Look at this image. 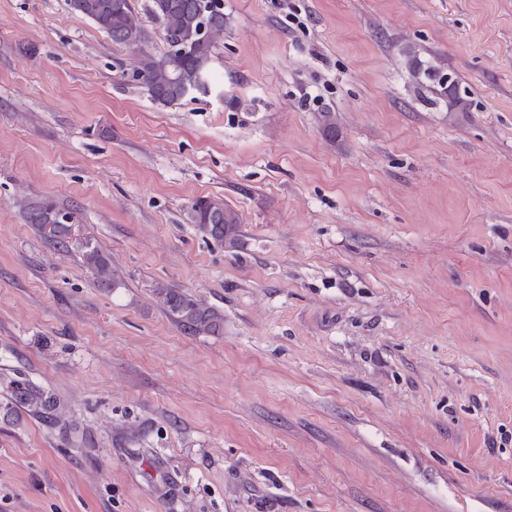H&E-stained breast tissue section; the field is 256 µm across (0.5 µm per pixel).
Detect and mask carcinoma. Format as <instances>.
I'll return each mask as SVG.
<instances>
[{
  "label": "carcinoma",
  "mask_w": 512,
  "mask_h": 512,
  "mask_svg": "<svg viewBox=\"0 0 512 512\" xmlns=\"http://www.w3.org/2000/svg\"><path fill=\"white\" fill-rule=\"evenodd\" d=\"M70 10L91 20L112 42L132 46L142 41L144 32L131 0H67ZM149 10L165 30L166 45L159 51L140 53L136 77L156 103L172 105L186 98L188 89L200 76L211 78V62L216 41L224 34V9L208 0H150ZM412 77L438 85L444 94L462 104L468 90L455 73L424 62L416 51L405 49ZM27 223L36 226L63 252L72 250L82 257L101 288H117L121 277L112 267V257L93 239L74 236V212L50 198L23 204ZM189 220L205 237L228 247L237 244L239 216L224 203L209 197L197 198L189 209ZM165 302L177 322L191 333L218 335L224 330L222 318L190 295L177 291L165 294ZM12 392L30 410L40 413L55 408L54 398L27 382H9Z\"/></svg>",
  "instance_id": "carcinoma-1"
}]
</instances>
